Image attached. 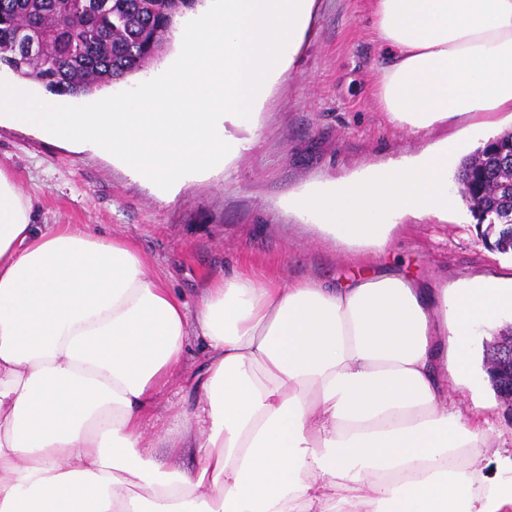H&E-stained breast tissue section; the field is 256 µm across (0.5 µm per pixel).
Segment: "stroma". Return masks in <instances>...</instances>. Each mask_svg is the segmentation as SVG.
I'll return each instance as SVG.
<instances>
[{"mask_svg":"<svg viewBox=\"0 0 512 512\" xmlns=\"http://www.w3.org/2000/svg\"><path fill=\"white\" fill-rule=\"evenodd\" d=\"M373 0H316L292 68L274 85L262 130L225 171L162 193L88 147L60 144L38 131L0 123V170L28 196L40 224H84L132 239L150 272L195 303L207 283L245 268L259 279H345L349 253L288 211L289 194L371 165L414 154L451 137L469 153L463 120L422 136L394 127L376 102L381 61L371 29ZM512 256L491 250L468 207L448 219L399 225L375 268L440 286L494 277ZM203 344L190 339L180 372L156 403L148 429L163 441L170 403L186 394Z\"/></svg>","mask_w":512,"mask_h":512,"instance_id":"35a3bbf8","label":"stroma"}]
</instances>
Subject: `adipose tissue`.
I'll return each instance as SVG.
<instances>
[{
	"mask_svg": "<svg viewBox=\"0 0 512 512\" xmlns=\"http://www.w3.org/2000/svg\"><path fill=\"white\" fill-rule=\"evenodd\" d=\"M376 99L420 135L492 139L512 113V0H374ZM459 147L440 140L288 197L362 264L338 284L236 272L188 305L126 238L45 228L0 172V512H512L490 403L448 398L478 326L512 315V271L438 289L367 270L397 220L445 218ZM204 343L159 460L147 424ZM198 457L195 467L185 456Z\"/></svg>",
	"mask_w": 512,
	"mask_h": 512,
	"instance_id": "1",
	"label": "adipose tissue"
}]
</instances>
